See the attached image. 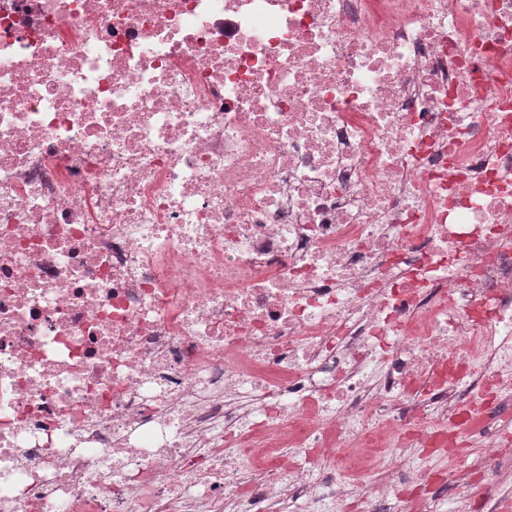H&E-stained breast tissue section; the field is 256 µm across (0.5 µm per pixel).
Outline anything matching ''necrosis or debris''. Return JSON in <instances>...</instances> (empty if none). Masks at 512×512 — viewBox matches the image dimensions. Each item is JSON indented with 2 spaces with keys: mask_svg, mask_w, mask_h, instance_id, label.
I'll list each match as a JSON object with an SVG mask.
<instances>
[{
  "mask_svg": "<svg viewBox=\"0 0 512 512\" xmlns=\"http://www.w3.org/2000/svg\"><path fill=\"white\" fill-rule=\"evenodd\" d=\"M510 475L512 0H0V512Z\"/></svg>",
  "mask_w": 512,
  "mask_h": 512,
  "instance_id": "4bbe7bcc",
  "label": "necrosis or debris"
}]
</instances>
